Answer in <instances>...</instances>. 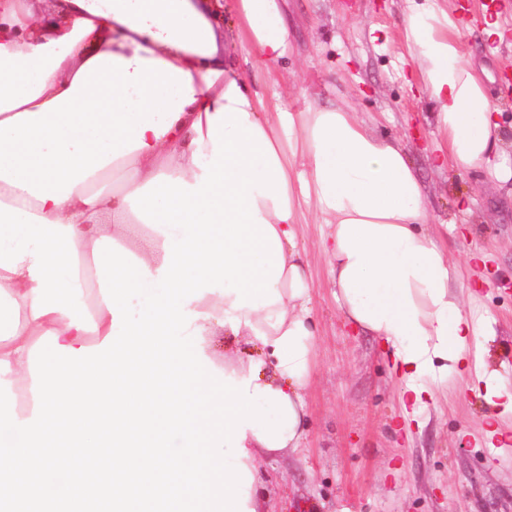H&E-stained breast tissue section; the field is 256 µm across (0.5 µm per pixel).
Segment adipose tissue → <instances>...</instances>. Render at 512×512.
Listing matches in <instances>:
<instances>
[{
	"label": "adipose tissue",
	"mask_w": 512,
	"mask_h": 512,
	"mask_svg": "<svg viewBox=\"0 0 512 512\" xmlns=\"http://www.w3.org/2000/svg\"><path fill=\"white\" fill-rule=\"evenodd\" d=\"M0 0V379L34 406L29 352L51 333L68 348L100 345L113 315L100 292L97 240L112 235L148 271L164 263L165 236L133 213L128 195L165 174L195 184L194 155L211 156L209 120L244 110L284 173L290 215L256 204L275 230L280 298L234 308L235 293L186 302L202 336L224 339L220 370L252 390L271 388L295 412L286 445L253 430L241 464L300 448L318 334L299 225H323L329 281L345 321L375 336L420 416L448 390L481 393L512 413V387L471 363L492 329L454 289L456 262L430 228L428 194L400 142L379 138L356 112L312 103L291 109L252 87L220 31L222 0ZM237 37L272 67L288 53L285 0H234ZM422 88L438 108L440 164L512 181L483 79L461 52L465 25L451 0H425L403 19ZM258 377H251V369Z\"/></svg>",
	"instance_id": "ef3b65f1"
}]
</instances>
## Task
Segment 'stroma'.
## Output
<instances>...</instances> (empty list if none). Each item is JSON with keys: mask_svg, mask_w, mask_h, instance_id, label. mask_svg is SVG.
Wrapping results in <instances>:
<instances>
[{"mask_svg": "<svg viewBox=\"0 0 512 512\" xmlns=\"http://www.w3.org/2000/svg\"><path fill=\"white\" fill-rule=\"evenodd\" d=\"M407 9V0H287L288 55L258 73L256 87L295 109L309 101L352 107L376 134L405 145L430 190L440 241L461 265V304L495 333L478 356L512 382V182L433 167L436 108L403 38ZM462 51L483 73L512 156V89L501 83L512 64L491 52L477 26ZM322 233L319 224L300 227L319 336L307 438L262 467L271 512H512V445L489 443L492 407L476 393L452 392L426 425L405 419L380 344L339 315Z\"/></svg>", "mask_w": 512, "mask_h": 512, "instance_id": "stroma-1", "label": "stroma"}]
</instances>
